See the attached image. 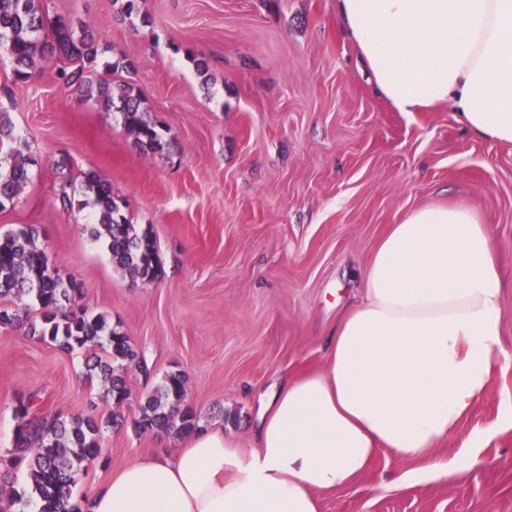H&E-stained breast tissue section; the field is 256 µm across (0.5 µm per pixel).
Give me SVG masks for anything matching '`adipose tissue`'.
I'll return each instance as SVG.
<instances>
[{"label":"adipose tissue","instance_id":"adipose-tissue-1","mask_svg":"<svg viewBox=\"0 0 512 512\" xmlns=\"http://www.w3.org/2000/svg\"><path fill=\"white\" fill-rule=\"evenodd\" d=\"M336 12L396 111L447 103L470 133L512 143V0H336ZM504 305L481 217L412 210L379 243L324 368L267 395L251 451L202 428L114 471L82 512H320L321 492L387 453L424 463L401 484L445 478L436 448L512 364Z\"/></svg>","mask_w":512,"mask_h":512}]
</instances>
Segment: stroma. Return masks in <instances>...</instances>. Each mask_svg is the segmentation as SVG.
<instances>
[{
    "instance_id": "stroma-1",
    "label": "stroma",
    "mask_w": 512,
    "mask_h": 512,
    "mask_svg": "<svg viewBox=\"0 0 512 512\" xmlns=\"http://www.w3.org/2000/svg\"><path fill=\"white\" fill-rule=\"evenodd\" d=\"M43 5L89 24L105 60L135 63L132 80L169 147L136 150L119 114L56 82V62H37L16 84L0 59V107L40 159L0 212V233L33 227L51 263L81 282L83 305L120 324L147 364L128 369L130 397L118 407L87 379L86 350L0 328V483L26 487L24 468L2 463L20 395L39 393L43 415L129 419L175 370L202 424L251 448L261 394L323 368L327 337L357 302L381 238L419 207L461 203L489 224L506 293L500 346L512 355V144L472 136L445 104L395 111L363 71L336 0H144L146 23L118 17L113 0ZM88 170L154 234L156 280L117 269L91 238L87 211L60 202L64 178ZM511 412L512 367L440 446V457L462 461L448 478L398 485L415 464L383 455L351 485L322 493L321 512H512V428L497 426ZM178 441L105 433L110 463L82 466L72 500ZM472 454L478 464H466Z\"/></svg>"
}]
</instances>
